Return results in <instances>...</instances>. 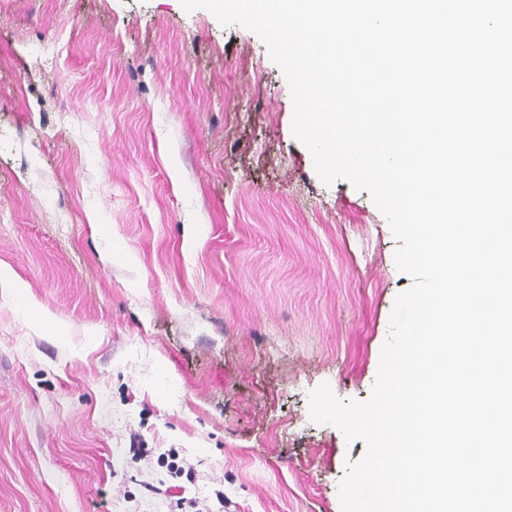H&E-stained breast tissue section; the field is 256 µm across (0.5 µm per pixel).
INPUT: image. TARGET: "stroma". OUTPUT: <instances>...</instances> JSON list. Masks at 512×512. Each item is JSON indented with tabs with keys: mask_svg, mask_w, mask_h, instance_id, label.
Returning <instances> with one entry per match:
<instances>
[{
	"mask_svg": "<svg viewBox=\"0 0 512 512\" xmlns=\"http://www.w3.org/2000/svg\"><path fill=\"white\" fill-rule=\"evenodd\" d=\"M292 117L208 10L0 0V512H341L310 394L370 397L411 280Z\"/></svg>",
	"mask_w": 512,
	"mask_h": 512,
	"instance_id": "1",
	"label": "stroma"
}]
</instances>
